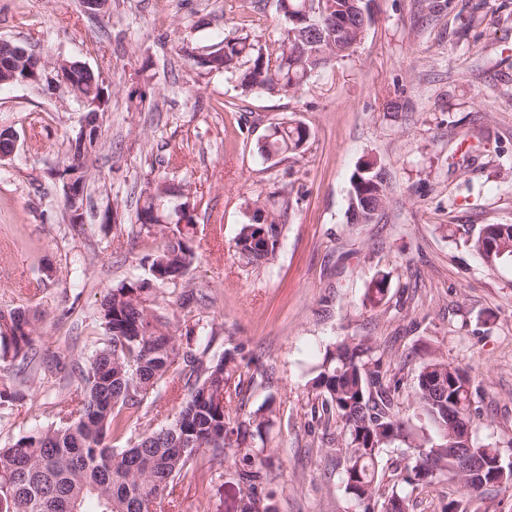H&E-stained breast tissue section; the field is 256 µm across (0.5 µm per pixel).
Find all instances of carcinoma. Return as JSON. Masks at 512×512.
Returning a JSON list of instances; mask_svg holds the SVG:
<instances>
[{
    "instance_id": "cac0c4a2",
    "label": "carcinoma",
    "mask_w": 512,
    "mask_h": 512,
    "mask_svg": "<svg viewBox=\"0 0 512 512\" xmlns=\"http://www.w3.org/2000/svg\"><path fill=\"white\" fill-rule=\"evenodd\" d=\"M277 0L283 17L310 14L315 34L307 40L293 35L287 22L278 39L257 45L247 36L226 37L204 53L187 57L206 71L230 74L243 92L294 93L337 59L350 56L364 31L343 26L342 20L364 11L357 0ZM84 93L103 95L102 81L89 70L82 76ZM300 121L281 120L267 126L257 152L268 160L299 155L309 139ZM101 126L88 121L69 138V151L96 153ZM388 203L383 170L373 162L351 177L349 207L371 223ZM298 204L292 192L279 203L253 201L266 213L265 225L242 224L233 239L235 253L261 267L274 261L281 247L289 212ZM196 206L185 184L162 180L146 191L136 221L162 243L147 257L148 277L129 280L100 300L97 318L102 335L91 355L67 373L73 389L55 404L57 421L0 448V512H158L176 479L188 470L221 465L231 458L249 493L241 512H277L270 477L271 457L265 448L267 428L276 416L272 405L254 412H232L241 384L231 385L241 362H254L244 347L224 350L216 360L198 357L194 343L208 335L203 318L185 325L186 344L176 338L179 324L157 311V288L184 281L197 261L192 245ZM485 234L466 244L480 254L486 243L502 236L512 242V224H487ZM388 292V278L372 279L365 302L377 306ZM39 327L24 307L0 309V369L11 370L21 382H34L38 372ZM414 404L431 432L407 430V407L398 401L400 382L387 378L383 353L367 340L342 339L326 349L310 379L320 404L324 429L336 426L343 441L339 477L354 512H409L412 497L444 479L466 492L512 489L501 482V468L512 465V438L484 443L475 436L484 420L482 399L468 372L440 358L419 357ZM169 390L180 400L176 416L157 429L127 435L138 410L154 393ZM467 437L486 465L477 477L466 478L460 461L449 451L453 436ZM126 439V446L112 445ZM402 441L406 451L397 461V479L385 483L383 456Z\"/></svg>"
}]
</instances>
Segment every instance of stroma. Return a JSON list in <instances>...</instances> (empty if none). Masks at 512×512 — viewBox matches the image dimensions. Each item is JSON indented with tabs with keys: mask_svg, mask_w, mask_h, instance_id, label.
<instances>
[{
	"mask_svg": "<svg viewBox=\"0 0 512 512\" xmlns=\"http://www.w3.org/2000/svg\"><path fill=\"white\" fill-rule=\"evenodd\" d=\"M373 22L355 51L294 94H246L233 78L190 61L231 34L259 44L285 21L276 0H110L106 14L80 0H0V38L99 73L104 115L84 230L65 216L56 171L83 107L63 90L0 85V129L18 135L0 161V308L44 314L37 344L45 374L36 398L10 407L0 447L47 424L85 360L100 298L148 275L151 237L135 221L139 198L161 179L197 197L198 263L183 286L158 291L161 312L182 316L184 289L202 297L213 329L197 346L209 360L241 344L246 410L277 409L267 434L278 512H353L336 444L312 432L310 368L342 338L370 339L390 374L416 386L422 350L465 367L489 408L478 436L512 438V263L467 246L487 224H512V0H372ZM294 119L304 153L263 161L269 122ZM377 160L389 201L370 224L348 222L357 164ZM301 192L276 259L254 268L232 248L246 203ZM118 221L101 228L106 210ZM389 290L365 304L370 281ZM222 477L191 470L164 512H240L247 486L231 462ZM512 512V491L425 488L414 512Z\"/></svg>",
	"mask_w": 512,
	"mask_h": 512,
	"instance_id": "1",
	"label": "stroma"
}]
</instances>
